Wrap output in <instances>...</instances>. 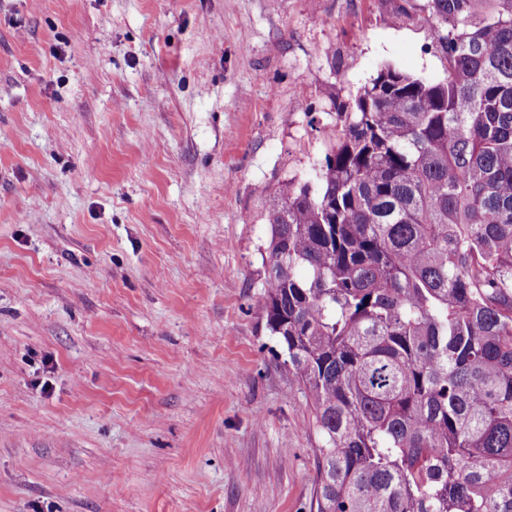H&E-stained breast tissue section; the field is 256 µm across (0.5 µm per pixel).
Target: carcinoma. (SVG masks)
<instances>
[{
	"label": "carcinoma",
	"mask_w": 512,
	"mask_h": 512,
	"mask_svg": "<svg viewBox=\"0 0 512 512\" xmlns=\"http://www.w3.org/2000/svg\"><path fill=\"white\" fill-rule=\"evenodd\" d=\"M269 197L266 326L320 444L313 512H512V0H429Z\"/></svg>",
	"instance_id": "obj_1"
}]
</instances>
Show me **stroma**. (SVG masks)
I'll use <instances>...</instances> for the list:
<instances>
[{
  "instance_id": "obj_1",
  "label": "stroma",
  "mask_w": 512,
  "mask_h": 512,
  "mask_svg": "<svg viewBox=\"0 0 512 512\" xmlns=\"http://www.w3.org/2000/svg\"><path fill=\"white\" fill-rule=\"evenodd\" d=\"M428 0H0V512H310L266 201Z\"/></svg>"
}]
</instances>
